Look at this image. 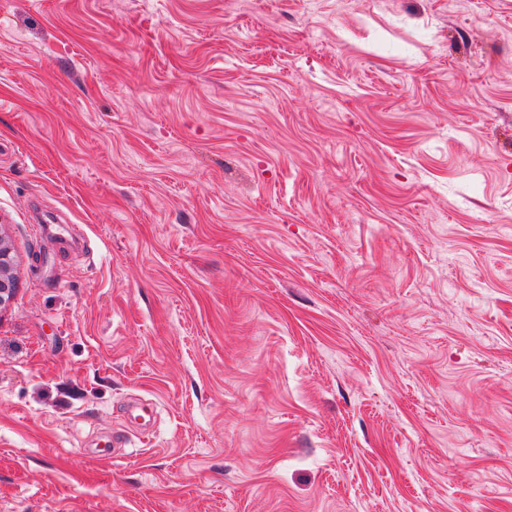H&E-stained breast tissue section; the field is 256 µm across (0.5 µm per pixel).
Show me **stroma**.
I'll return each mask as SVG.
<instances>
[{
    "label": "stroma",
    "instance_id": "1",
    "mask_svg": "<svg viewBox=\"0 0 512 512\" xmlns=\"http://www.w3.org/2000/svg\"><path fill=\"white\" fill-rule=\"evenodd\" d=\"M0 236V512H512V0H0ZM11 248L0 237V307H5L13 298L15 280L12 274Z\"/></svg>",
    "mask_w": 512,
    "mask_h": 512
}]
</instances>
